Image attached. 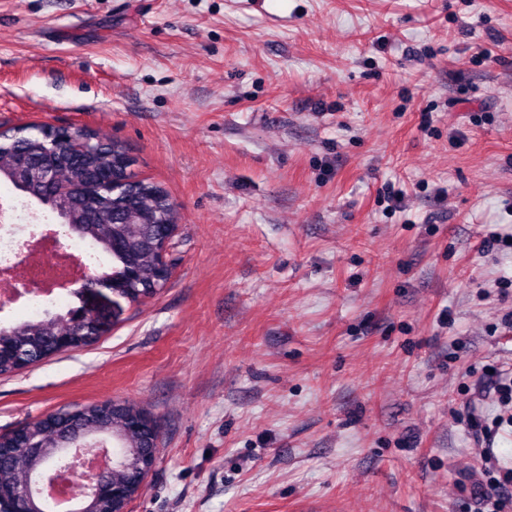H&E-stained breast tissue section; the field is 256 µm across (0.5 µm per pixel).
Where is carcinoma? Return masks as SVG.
I'll return each mask as SVG.
<instances>
[{
    "mask_svg": "<svg viewBox=\"0 0 512 512\" xmlns=\"http://www.w3.org/2000/svg\"><path fill=\"white\" fill-rule=\"evenodd\" d=\"M84 137L89 141L87 151L80 137L66 127L47 131L43 126L28 124L0 132V179L13 181L22 161L31 167L52 166L54 182L36 201L50 207L62 223L73 226L78 238L91 241L109 256L111 265L102 275L109 278L113 291L131 297L129 303L134 304L142 287H161L163 282L153 249L127 241L129 229L141 220H151L152 232L157 234L162 225L176 223V209L164 188L147 179L129 182L118 192L103 188V181L124 173L123 157L127 152L119 142L106 140L93 129ZM128 266L136 268L138 279L126 276ZM108 332L110 329H100L89 321L74 324L61 314L51 313L35 324L0 327V375L15 372L10 350L20 342L70 336L71 349L78 350ZM77 412L91 422L88 436L112 437L117 433L122 436L121 447H141L137 438L124 434L120 424L112 420V413H104L96 405L80 407ZM57 460L55 452L38 459L18 448L10 459L0 463V486L21 489L40 469L53 468ZM78 502L81 507L76 512H112L109 502L96 501L83 493Z\"/></svg>",
    "mask_w": 512,
    "mask_h": 512,
    "instance_id": "obj_1",
    "label": "carcinoma"
}]
</instances>
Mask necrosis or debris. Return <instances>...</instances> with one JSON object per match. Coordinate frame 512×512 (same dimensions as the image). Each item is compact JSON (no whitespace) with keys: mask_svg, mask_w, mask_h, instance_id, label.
<instances>
[{"mask_svg":"<svg viewBox=\"0 0 512 512\" xmlns=\"http://www.w3.org/2000/svg\"><path fill=\"white\" fill-rule=\"evenodd\" d=\"M53 225L48 214L29 202L0 196V322L37 319L44 310L66 304L75 284L89 274L98 258L81 242L52 247L46 238ZM85 457L48 471L39 487L51 512H62L64 500L76 499L103 467Z\"/></svg>","mask_w":512,"mask_h":512,"instance_id":"obj_1","label":"necrosis or debris"}]
</instances>
